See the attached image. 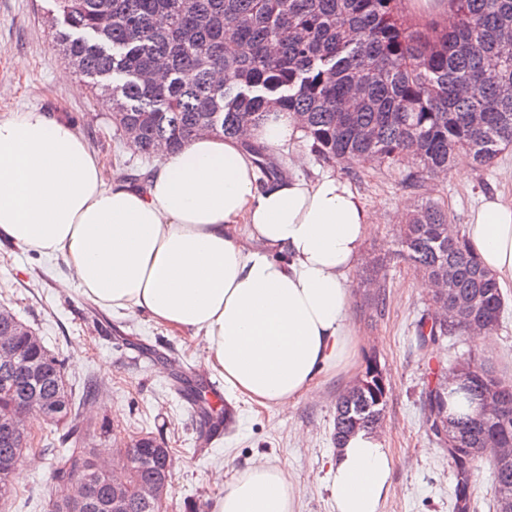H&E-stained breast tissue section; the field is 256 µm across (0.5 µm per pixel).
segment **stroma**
I'll return each mask as SVG.
<instances>
[{
  "label": "stroma",
  "instance_id": "obj_1",
  "mask_svg": "<svg viewBox=\"0 0 512 512\" xmlns=\"http://www.w3.org/2000/svg\"><path fill=\"white\" fill-rule=\"evenodd\" d=\"M53 0H0V115L35 109L65 116L106 173L117 172L141 187L155 158L135 152L116 131L111 109L96 100L90 80L68 62L51 22ZM279 172L314 178L329 171L302 139L287 154L273 156ZM412 163L366 166L353 184L376 211L370 233L352 272L358 283L350 312L360 335L358 370L376 359L388 384L380 435L395 459L384 512H453V485L446 451L426 425L425 392L436 372L455 361L475 357L488 361L498 376L512 380V287L492 345L454 338L421 347L414 338L416 321L426 314L431 297L418 287L422 276L401 256L398 213L426 199L448 211L457 228L468 224L483 196L500 194L512 202V147L488 168L470 169L467 180L456 173L443 178L408 181ZM379 267L386 304L376 309L367 288L370 263ZM0 305L31 325L45 345L66 361L75 404L89 428L95 448H105L100 426L130 440L144 433L164 439L175 450L167 512H207L222 493L216 474L232 481L236 473L263 462L283 467L299 490L298 512H332L328 461L336 452L332 433L336 400L351 379L326 375L313 395L281 411L261 408L232 391L234 423L220 438L200 425L184 389L207 387L220 376L204 364L205 343L156 326L144 318H119L83 297L62 262L40 257L24 247L0 246ZM96 380L102 393L84 404L86 383ZM22 469L18 482L34 493L27 503L14 502L10 512H45L50 469L40 451Z\"/></svg>",
  "mask_w": 512,
  "mask_h": 512
}]
</instances>
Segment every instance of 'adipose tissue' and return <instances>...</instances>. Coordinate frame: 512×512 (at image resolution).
I'll return each instance as SVG.
<instances>
[{"label": "adipose tissue", "mask_w": 512, "mask_h": 512, "mask_svg": "<svg viewBox=\"0 0 512 512\" xmlns=\"http://www.w3.org/2000/svg\"><path fill=\"white\" fill-rule=\"evenodd\" d=\"M298 118L272 110L235 138L203 134L161 155L145 188L105 180L61 116L0 117V243L62 260L80 293L120 316L203 334L204 362L239 395L285 409L317 377L356 368L351 272L375 212L332 172L260 181L255 142L287 152ZM471 251L512 280V205L484 198ZM394 459L379 435L350 436L329 462L333 512H383ZM283 468L252 465L208 512H297Z\"/></svg>", "instance_id": "adipose-tissue-1"}]
</instances>
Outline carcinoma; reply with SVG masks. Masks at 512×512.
<instances>
[{
    "instance_id": "carcinoma-1",
    "label": "carcinoma",
    "mask_w": 512,
    "mask_h": 512,
    "mask_svg": "<svg viewBox=\"0 0 512 512\" xmlns=\"http://www.w3.org/2000/svg\"><path fill=\"white\" fill-rule=\"evenodd\" d=\"M453 4L456 26L429 37L398 21L396 0H57L67 25L57 36L71 65L92 79L96 99L110 105L117 132L134 130L133 148L145 157L161 143L180 149L205 126L232 137L277 108L300 117L303 140L324 161L356 171L406 158L434 177L460 158L486 168L512 146V0ZM399 241L413 268L440 285L432 314L416 323L422 344L499 326L502 289L465 237L449 230L441 206L418 205ZM30 333L18 318L0 322L17 351L16 364H0V415L17 416L33 401L59 407L39 422L50 455L49 512H108L115 492L122 512H166L168 497L144 490L170 484L172 449L152 435L121 444L113 457L125 477L115 481L112 461L96 455L74 412L63 360ZM30 360L39 363L35 377ZM465 363L470 377L456 395L443 374L426 395L427 416L441 417L445 431L435 438L448 449L454 512H472L478 453L512 449V382L475 359ZM382 379L371 361L338 397L336 447L379 428ZM489 399L496 417L468 413L473 401ZM32 447L0 433L1 505L18 498L17 473ZM492 465L496 512L512 498V463ZM75 470L85 477L81 491L70 485Z\"/></svg>"
}]
</instances>
